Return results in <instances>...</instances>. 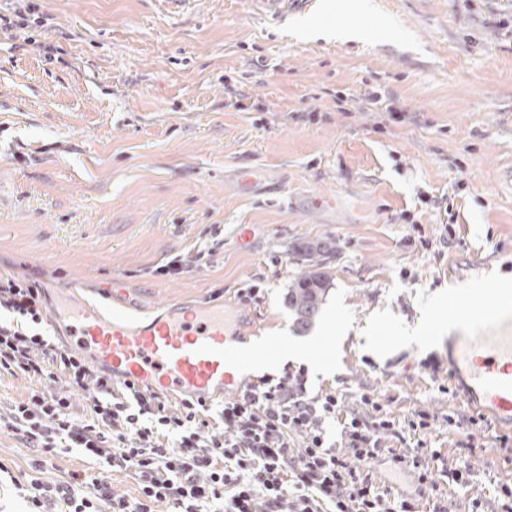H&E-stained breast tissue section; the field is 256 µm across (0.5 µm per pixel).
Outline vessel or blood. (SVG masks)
I'll return each instance as SVG.
<instances>
[{
    "label": "vessel or blood",
    "instance_id": "vessel-or-blood-1",
    "mask_svg": "<svg viewBox=\"0 0 512 512\" xmlns=\"http://www.w3.org/2000/svg\"><path fill=\"white\" fill-rule=\"evenodd\" d=\"M448 319L460 328L448 339L452 368L465 374L471 394L496 422L512 424V286L455 289ZM123 320L120 311L85 312L75 315L70 332L114 376L166 394L205 400L235 389L243 369L279 348L272 342L261 354L227 343L220 306L196 311L174 305L145 326Z\"/></svg>",
    "mask_w": 512,
    "mask_h": 512
}]
</instances>
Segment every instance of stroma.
Returning a JSON list of instances; mask_svg holds the SVG:
<instances>
[{
  "mask_svg": "<svg viewBox=\"0 0 512 512\" xmlns=\"http://www.w3.org/2000/svg\"><path fill=\"white\" fill-rule=\"evenodd\" d=\"M37 4L43 26L0 35V275L37 279L52 307L143 322L220 304L234 343L314 346L312 390L343 394L346 413L367 415L374 394L396 423L432 416L384 444L421 440L467 468L464 487L435 470L444 512L493 506L512 428L460 424L448 298L512 278V0H290L279 16L255 0ZM307 20L372 36L308 38ZM371 90L405 121L367 105ZM325 238L330 290L299 334L284 302L295 250ZM177 256L184 272L160 275ZM32 455L0 430L20 481L86 466L73 453L38 473Z\"/></svg>",
  "mask_w": 512,
  "mask_h": 512,
  "instance_id": "1",
  "label": "stroma"
}]
</instances>
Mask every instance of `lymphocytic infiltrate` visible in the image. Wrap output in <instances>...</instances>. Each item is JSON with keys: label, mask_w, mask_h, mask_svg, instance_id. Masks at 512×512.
I'll return each instance as SVG.
<instances>
[{"label": "lymphocytic infiltrate", "mask_w": 512, "mask_h": 512, "mask_svg": "<svg viewBox=\"0 0 512 512\" xmlns=\"http://www.w3.org/2000/svg\"><path fill=\"white\" fill-rule=\"evenodd\" d=\"M45 291L32 279L0 277V374L34 379L37 389L0 416V427L35 449L30 466L78 453L90 467L53 483L31 479L16 489L26 512H417L414 502L377 485L369 466L390 455L397 470L436 491L427 446L386 452L381 436L395 430L380 396L363 405L376 421L345 415L344 398L308 394L305 369L266 374L225 400L209 421L205 400L166 396L141 384L114 381L80 352L58 347L43 334ZM88 393L90 414H73L72 395ZM339 421L331 443L326 420ZM132 473L139 495L116 494L106 475Z\"/></svg>", "instance_id": "1"}]
</instances>
